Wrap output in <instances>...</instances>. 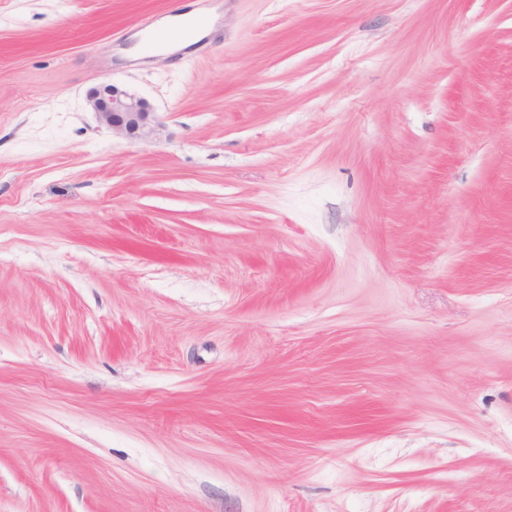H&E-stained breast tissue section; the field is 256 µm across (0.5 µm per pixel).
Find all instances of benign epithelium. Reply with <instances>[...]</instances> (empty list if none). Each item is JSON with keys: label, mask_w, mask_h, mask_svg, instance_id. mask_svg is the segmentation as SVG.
Wrapping results in <instances>:
<instances>
[{"label": "benign epithelium", "mask_w": 512, "mask_h": 512, "mask_svg": "<svg viewBox=\"0 0 512 512\" xmlns=\"http://www.w3.org/2000/svg\"><path fill=\"white\" fill-rule=\"evenodd\" d=\"M88 103L99 123L115 136L147 142L158 135L159 124L147 102L110 81L92 88Z\"/></svg>", "instance_id": "7a95c632"}]
</instances>
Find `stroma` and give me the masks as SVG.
<instances>
[{"label":"stroma","mask_w":512,"mask_h":512,"mask_svg":"<svg viewBox=\"0 0 512 512\" xmlns=\"http://www.w3.org/2000/svg\"><path fill=\"white\" fill-rule=\"evenodd\" d=\"M0 512H512V0H0ZM206 18L203 15H199V10H190L186 13L181 14L175 22H173L169 26H165V29L170 28L173 25L176 24H183L186 21H194V24L191 28L187 29L186 34L180 39L173 41L179 48L182 47H188L189 45L195 43L200 38L204 37L205 35L209 34L211 31V28L207 26V24L201 19ZM170 43L169 45L173 44ZM91 110L112 135L147 142L158 135L159 124L147 102L110 81L91 89Z\"/></svg>","instance_id":"obj_1"}]
</instances>
